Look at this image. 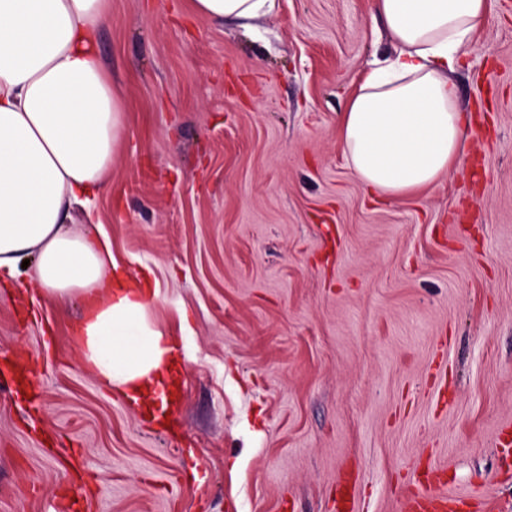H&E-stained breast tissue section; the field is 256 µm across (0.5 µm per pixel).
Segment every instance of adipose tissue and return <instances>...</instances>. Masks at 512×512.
<instances>
[{
    "label": "adipose tissue",
    "instance_id": "1",
    "mask_svg": "<svg viewBox=\"0 0 512 512\" xmlns=\"http://www.w3.org/2000/svg\"><path fill=\"white\" fill-rule=\"evenodd\" d=\"M274 0H195L221 21L270 13ZM489 0H374L394 45L339 119L348 167L371 194H417L459 165L472 118L450 75ZM112 0H0V281L87 305L75 334L82 364L132 405L162 390L173 349L150 320L158 289L132 291L109 242L69 230L73 207L103 194L123 104L97 49Z\"/></svg>",
    "mask_w": 512,
    "mask_h": 512
}]
</instances>
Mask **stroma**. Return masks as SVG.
Returning a JSON list of instances; mask_svg holds the SVG:
<instances>
[{
    "label": "stroma",
    "instance_id": "1",
    "mask_svg": "<svg viewBox=\"0 0 512 512\" xmlns=\"http://www.w3.org/2000/svg\"><path fill=\"white\" fill-rule=\"evenodd\" d=\"M97 48L124 100L110 187L72 230L160 283L173 425L82 368L80 299L0 286V512H402L418 465L512 512V0L452 76L475 117L460 169L368 194L338 119L392 47L373 0H275L243 26L191 0H112ZM35 363L29 396L5 360ZM354 480L347 470L342 471L336 480V512H358Z\"/></svg>",
    "mask_w": 512,
    "mask_h": 512
}]
</instances>
